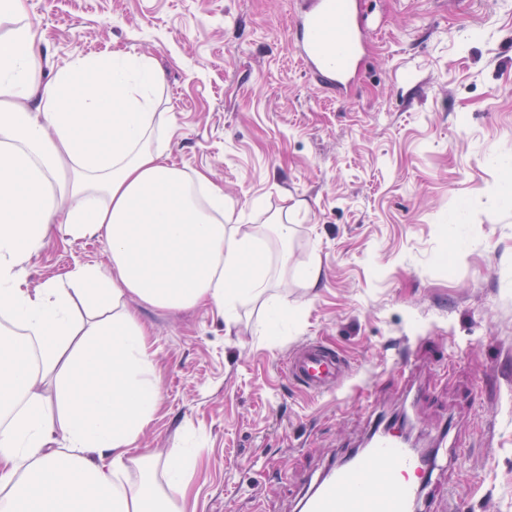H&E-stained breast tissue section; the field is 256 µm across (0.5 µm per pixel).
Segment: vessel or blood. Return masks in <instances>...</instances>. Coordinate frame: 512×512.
<instances>
[{"instance_id": "vessel-or-blood-1", "label": "vessel or blood", "mask_w": 512, "mask_h": 512, "mask_svg": "<svg viewBox=\"0 0 512 512\" xmlns=\"http://www.w3.org/2000/svg\"><path fill=\"white\" fill-rule=\"evenodd\" d=\"M363 0H307L288 35L306 72L336 93L350 86L366 40ZM349 363L320 342L293 350L285 371L313 394L331 393ZM431 470L429 459L407 448L398 431L376 434L370 448L327 472L305 498L303 512H413Z\"/></svg>"}]
</instances>
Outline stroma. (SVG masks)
Returning a JSON list of instances; mask_svg holds the SVG:
<instances>
[{
    "instance_id": "stroma-1",
    "label": "stroma",
    "mask_w": 512,
    "mask_h": 512,
    "mask_svg": "<svg viewBox=\"0 0 512 512\" xmlns=\"http://www.w3.org/2000/svg\"><path fill=\"white\" fill-rule=\"evenodd\" d=\"M298 0H27L55 69L114 51L165 74L170 162L221 186L244 228L296 211L262 248L295 316L259 305L143 307L161 374L137 442L199 448L195 512H301L314 481L404 418L438 467L420 512H512V0H365L367 48L344 95L291 52ZM320 267L306 287L307 264ZM108 266L53 234L29 286ZM350 362L309 394L284 369L310 340Z\"/></svg>"
}]
</instances>
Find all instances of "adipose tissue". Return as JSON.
<instances>
[{
    "label": "adipose tissue",
    "mask_w": 512,
    "mask_h": 512,
    "mask_svg": "<svg viewBox=\"0 0 512 512\" xmlns=\"http://www.w3.org/2000/svg\"><path fill=\"white\" fill-rule=\"evenodd\" d=\"M42 66L28 26L0 37V512H181L169 495L186 493L193 449L159 474L133 453L161 382L134 304L208 305L232 327L257 302L269 337L291 311L270 293L261 230L155 147L163 77L148 58H83L43 84ZM55 230L101 240L110 269L27 287Z\"/></svg>",
    "instance_id": "1"
}]
</instances>
